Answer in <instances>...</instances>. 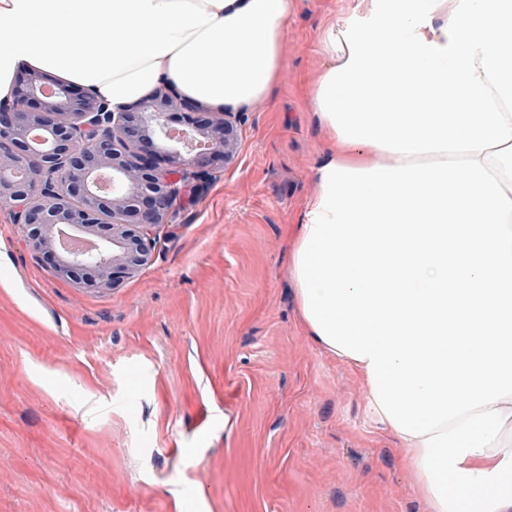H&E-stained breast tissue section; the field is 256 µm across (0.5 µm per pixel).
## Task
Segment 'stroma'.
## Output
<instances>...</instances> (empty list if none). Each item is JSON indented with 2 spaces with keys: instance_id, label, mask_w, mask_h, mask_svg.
<instances>
[{
  "instance_id": "obj_1",
  "label": "stroma",
  "mask_w": 512,
  "mask_h": 512,
  "mask_svg": "<svg viewBox=\"0 0 512 512\" xmlns=\"http://www.w3.org/2000/svg\"><path fill=\"white\" fill-rule=\"evenodd\" d=\"M358 5L295 0L278 83L236 111L234 159L112 288L55 274L0 202V512H428L290 280L329 144L307 85Z\"/></svg>"
}]
</instances>
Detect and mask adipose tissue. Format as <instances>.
<instances>
[{
    "label": "adipose tissue",
    "mask_w": 512,
    "mask_h": 512,
    "mask_svg": "<svg viewBox=\"0 0 512 512\" xmlns=\"http://www.w3.org/2000/svg\"><path fill=\"white\" fill-rule=\"evenodd\" d=\"M310 84L330 135L290 272L429 512H512V0H360ZM293 0H0L21 71L112 109L167 83L237 108L278 78Z\"/></svg>",
    "instance_id": "ef3b65f1"
}]
</instances>
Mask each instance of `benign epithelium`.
Instances as JSON below:
<instances>
[{"mask_svg":"<svg viewBox=\"0 0 512 512\" xmlns=\"http://www.w3.org/2000/svg\"><path fill=\"white\" fill-rule=\"evenodd\" d=\"M174 110L201 108L165 86L114 112L89 90L36 71L21 75L13 103H0V200L20 204L17 223L56 273L97 289L112 287L118 271L135 274L152 261L155 229L170 221L182 192L214 159L234 158L231 114L175 125ZM35 128L43 134L40 150L31 143ZM161 152L164 170L154 162ZM107 173L116 184L110 195L97 188ZM63 228L94 240L96 250L61 252Z\"/></svg>","mask_w":512,"mask_h":512,"instance_id":"benign-epithelium-1","label":"benign epithelium"}]
</instances>
